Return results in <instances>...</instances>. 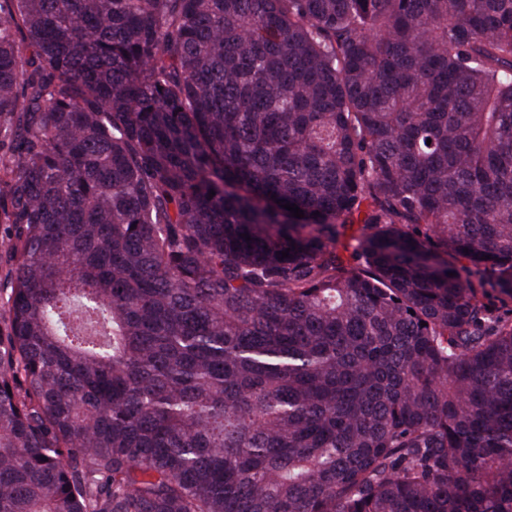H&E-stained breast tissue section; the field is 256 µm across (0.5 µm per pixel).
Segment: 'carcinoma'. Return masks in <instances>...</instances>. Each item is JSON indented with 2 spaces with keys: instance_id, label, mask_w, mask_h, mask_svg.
<instances>
[{
  "instance_id": "obj_1",
  "label": "carcinoma",
  "mask_w": 512,
  "mask_h": 512,
  "mask_svg": "<svg viewBox=\"0 0 512 512\" xmlns=\"http://www.w3.org/2000/svg\"><path fill=\"white\" fill-rule=\"evenodd\" d=\"M0 240V512H512V0H0Z\"/></svg>"
}]
</instances>
